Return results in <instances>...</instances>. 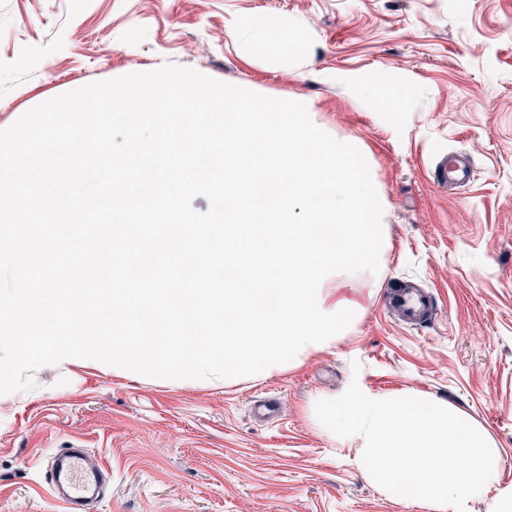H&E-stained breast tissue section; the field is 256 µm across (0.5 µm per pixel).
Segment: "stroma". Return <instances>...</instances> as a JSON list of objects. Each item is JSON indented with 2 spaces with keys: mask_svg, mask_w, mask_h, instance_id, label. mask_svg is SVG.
<instances>
[{
  "mask_svg": "<svg viewBox=\"0 0 512 512\" xmlns=\"http://www.w3.org/2000/svg\"><path fill=\"white\" fill-rule=\"evenodd\" d=\"M263 18L294 48L265 50ZM167 63L302 102L352 140L387 232L372 294L329 347L259 378H153L80 358L38 369L35 388L0 395V512H65L46 463L73 443L112 473L98 512H427L380 492L358 443L319 425L316 402L353 382L465 413L512 485V0H0V129ZM452 153L477 168L454 192L432 178ZM408 279L435 296L433 324L387 315L388 288ZM267 401L277 415L255 416Z\"/></svg>",
  "mask_w": 512,
  "mask_h": 512,
  "instance_id": "stroma-1",
  "label": "stroma"
}]
</instances>
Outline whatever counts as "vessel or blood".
Masks as SVG:
<instances>
[{
    "label": "vessel or blood",
    "instance_id": "obj_1",
    "mask_svg": "<svg viewBox=\"0 0 512 512\" xmlns=\"http://www.w3.org/2000/svg\"><path fill=\"white\" fill-rule=\"evenodd\" d=\"M476 171L469 156L450 154L437 169L441 184L452 188L468 185ZM387 308L401 324L409 327L428 323L436 316L437 302L428 289L406 285L390 289ZM50 485L54 494L66 504L67 512H85L103 497V484L109 474L106 467L92 464L87 449L72 447L55 454L49 462Z\"/></svg>",
    "mask_w": 512,
    "mask_h": 512
}]
</instances>
